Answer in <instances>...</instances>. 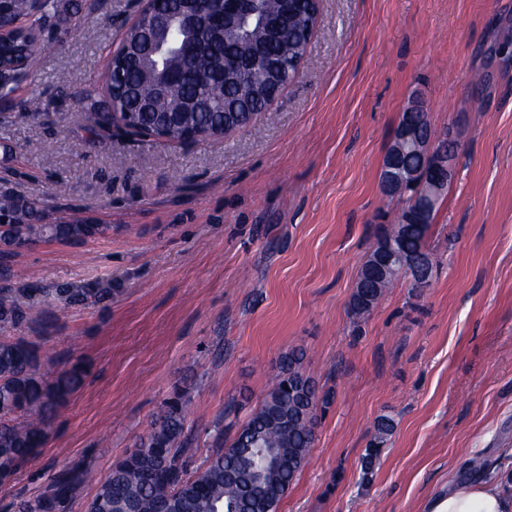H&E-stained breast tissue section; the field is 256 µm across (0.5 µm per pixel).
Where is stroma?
Segmentation results:
<instances>
[{"instance_id": "1", "label": "stroma", "mask_w": 512, "mask_h": 512, "mask_svg": "<svg viewBox=\"0 0 512 512\" xmlns=\"http://www.w3.org/2000/svg\"><path fill=\"white\" fill-rule=\"evenodd\" d=\"M74 2L60 46L0 103V193L105 231L5 257L50 298L0 338L89 375L0 486V512L81 460L104 478L177 391L198 467L295 347L331 404L278 512H422L471 454L511 469L512 0H322L258 131L178 146L92 129L76 93L103 87L140 3ZM416 96L457 136L429 239L438 271L426 288L396 280L358 324L361 267L403 206L382 189L383 159ZM62 284L110 293L65 307ZM383 416L394 429L366 481Z\"/></svg>"}]
</instances>
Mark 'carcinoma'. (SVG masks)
<instances>
[{
  "instance_id": "cac0c4a2",
  "label": "carcinoma",
  "mask_w": 512,
  "mask_h": 512,
  "mask_svg": "<svg viewBox=\"0 0 512 512\" xmlns=\"http://www.w3.org/2000/svg\"><path fill=\"white\" fill-rule=\"evenodd\" d=\"M178 0L152 4L153 24H139L124 33L125 51L122 80L105 79L106 97L91 104L90 119L102 131L112 130L114 121L124 119L130 127L150 131L179 144L191 133L211 138L235 131L224 127L227 114L234 112L242 127L257 122L270 102L262 72L247 63L246 55H276L287 61L306 55V31L315 25L314 0H294L288 29L279 39L267 38L262 18L275 16L279 0H260L258 12L239 27L224 31L219 25L205 32H191L173 21ZM8 8L29 17L0 39V59L4 77L12 70L34 66L37 56L55 47L40 39V33L60 25L58 0H12ZM167 31L166 50L149 58L145 48L157 38L159 20ZM167 68L175 75L166 96L146 107L151 95L150 73ZM0 212L11 223L0 234L3 252L18 251L37 240L81 241L92 233L86 222L40 224L43 210L35 203L0 195ZM435 214L421 221L410 202H405L398 222L384 229L377 244L392 241L402 263L413 268L420 262L429 270L437 265L430 256L429 233ZM394 280H373L368 264H363L353 293V316L369 315ZM33 304V289L0 287V324L18 329L27 322ZM304 352L292 349L282 355L271 387L224 447L216 449L190 472L187 468V428L190 400L175 393L155 416L150 432L115 462L97 482L95 494L86 502L85 512H277L281 500L309 458L315 441L318 413L330 404V396L319 392L306 373ZM87 377L86 367L73 363L50 376L41 371L39 348L24 339H0V485L10 482L21 468L44 446L49 426L68 397ZM392 430L391 420L380 419L375 427L372 448L362 458L361 470L373 472L381 446ZM93 480L84 463L66 466L47 479L43 489L14 502L11 512H68L77 490Z\"/></svg>"
}]
</instances>
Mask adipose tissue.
<instances>
[{
    "label": "adipose tissue",
    "mask_w": 512,
    "mask_h": 512,
    "mask_svg": "<svg viewBox=\"0 0 512 512\" xmlns=\"http://www.w3.org/2000/svg\"><path fill=\"white\" fill-rule=\"evenodd\" d=\"M424 512H512V476L449 480L447 489L427 500Z\"/></svg>",
    "instance_id": "ef3b65f1"
}]
</instances>
